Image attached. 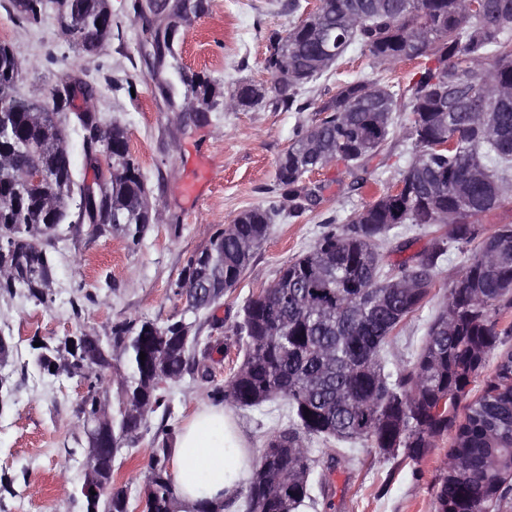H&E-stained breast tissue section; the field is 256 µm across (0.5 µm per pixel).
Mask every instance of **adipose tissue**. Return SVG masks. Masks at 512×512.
Listing matches in <instances>:
<instances>
[{
    "label": "adipose tissue",
    "mask_w": 512,
    "mask_h": 512,
    "mask_svg": "<svg viewBox=\"0 0 512 512\" xmlns=\"http://www.w3.org/2000/svg\"><path fill=\"white\" fill-rule=\"evenodd\" d=\"M174 454V480L187 506L202 499L236 503L250 477L245 443L223 406L204 405L181 429Z\"/></svg>",
    "instance_id": "obj_1"
}]
</instances>
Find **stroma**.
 <instances>
[{
	"label": "stroma",
	"mask_w": 512,
	"mask_h": 512,
	"mask_svg": "<svg viewBox=\"0 0 512 512\" xmlns=\"http://www.w3.org/2000/svg\"><path fill=\"white\" fill-rule=\"evenodd\" d=\"M148 2L108 0L112 31L88 54L60 28L54 5H46L32 21L15 0H0V41L25 59L18 95L47 104L61 82L76 78L93 86L95 96L76 97V109L94 113L101 124L126 128L156 210L154 224L136 246L117 234L89 236L83 224L68 241L46 240L54 259L47 303L21 291H0V336L10 350L0 364L5 379L0 386V512H86L75 489L84 479L86 446L77 411L88 386L76 376L44 373L35 362V343L55 346L81 331L102 336L125 320L167 322L185 307L174 293L181 270L190 256L209 247L216 228L253 207L275 209L269 237L213 310V323L201 327L202 335L225 338L248 298L310 249L327 225L345 222L395 184L412 154L405 135L409 115L403 112L375 182L354 188L343 165H330L309 176L318 190L313 205L293 210L274 189L276 165L297 132L318 122L315 104L357 75L406 85L419 61L376 65L353 46L329 74L301 87L299 96L312 101V109L284 111L268 92L254 107L231 109L227 102L239 83L268 88L265 60L271 44L313 12L318 0H300L297 11L290 7L292 0H201L199 13L182 23L171 52L161 56L154 42L164 25ZM196 73L206 74L215 88L209 104L197 107L189 85ZM460 269V257L450 254L426 306L399 327L396 355L407 360L419 350ZM236 362V350L213 353L206 362L208 377L188 375L172 389L168 423L152 417L140 443L115 463L117 480L131 495L146 482L154 432L164 425L180 431L200 406L216 403ZM226 411L254 455L270 429L288 425L274 412L232 405ZM453 443V434H444L416 461L361 446L354 460L334 465L323 455L321 439L311 438L307 446L317 472L329 475L336 512H435L436 486Z\"/></svg>",
	"instance_id": "obj_1"
}]
</instances>
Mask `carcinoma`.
<instances>
[{
  "mask_svg": "<svg viewBox=\"0 0 512 512\" xmlns=\"http://www.w3.org/2000/svg\"><path fill=\"white\" fill-rule=\"evenodd\" d=\"M77 15L73 38L86 52L101 12L100 0H70ZM336 43V58L318 57L317 33ZM358 44L379 63L420 58L424 65L408 86L356 77L318 106L323 117L299 133L279 158L276 188L297 209L316 198L305 176L334 156L354 184L367 182L370 161L384 156L395 134L394 113L410 114L405 133L414 145L403 172V188L388 187L375 201L330 225L314 247L284 266L276 280L247 300L234 327L241 362L224 382V401L241 408L268 407L288 419V438L277 429L265 435L248 483L245 512H304L316 504L326 477L313 478L305 440L333 442L334 459H354L350 444L362 441L383 455L401 449L416 460L434 439L455 429V439L435 492L436 512H496L512 491V351L500 356L495 375L457 417V405L478 379L488 353L511 336L500 316L512 310V224L486 233L483 219L512 203V99L481 122V99L499 85L512 87V0H485L474 12L467 0H319L315 12L272 46L266 69L270 88L242 83L237 107L261 101L266 91L289 111L302 110L297 86L323 75L350 46ZM20 53L0 43V290L22 289L47 301L53 264L40 239L61 229L71 216L75 186L71 153L57 115L71 112L73 100L49 109L15 93L22 75ZM191 85L202 101L214 90L199 75ZM112 143V232L137 246L152 224L144 177L132 157L126 129L106 126ZM36 166L44 176L20 182L19 170ZM452 215L447 230L414 251L410 232ZM83 224H98L101 207L78 208ZM272 211L255 207L216 229L210 266L224 274V290L210 300L198 296L191 256L175 283L185 299L179 317L158 324L129 320L112 325L102 340L37 347L36 363L57 375L63 370L88 382L78 425L97 415L101 401L115 393L110 424L118 442L140 431L159 413L167 421L169 395L191 371L190 359L229 349L200 335L198 323L233 288L268 237ZM463 255L461 273L448 300L430 321L423 344L411 361L389 367V348L409 315L428 302L448 252ZM394 254L402 255L398 261ZM146 353L145 360L139 354ZM449 407L436 414L438 403ZM172 436L153 438L147 462V512H182L178 488L168 469ZM88 512H130L127 490Z\"/></svg>",
  "mask_w": 512,
  "mask_h": 512,
  "instance_id": "cac0c4a2",
  "label": "carcinoma"
}]
</instances>
